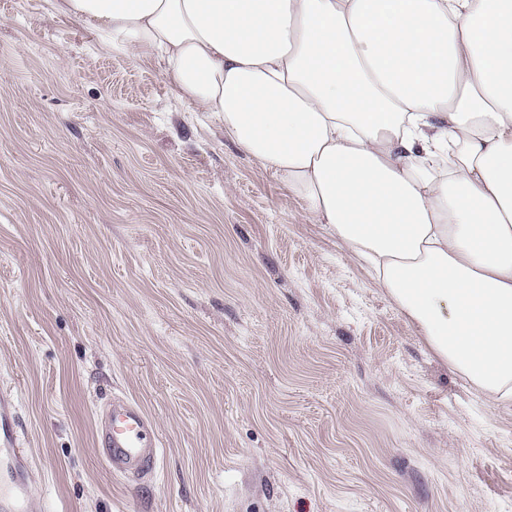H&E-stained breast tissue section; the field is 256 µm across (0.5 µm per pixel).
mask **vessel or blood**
<instances>
[{
  "label": "vessel or blood",
  "mask_w": 512,
  "mask_h": 512,
  "mask_svg": "<svg viewBox=\"0 0 512 512\" xmlns=\"http://www.w3.org/2000/svg\"><path fill=\"white\" fill-rule=\"evenodd\" d=\"M96 445L116 474L143 477L152 473L159 455L158 430L148 414L125 398L113 399L96 414ZM0 458L12 465L11 481L0 484V512H26L29 467L9 394H0Z\"/></svg>",
  "instance_id": "1"
}]
</instances>
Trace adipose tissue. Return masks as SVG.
<instances>
[{"label": "adipose tissue", "mask_w": 512, "mask_h": 512, "mask_svg": "<svg viewBox=\"0 0 512 512\" xmlns=\"http://www.w3.org/2000/svg\"><path fill=\"white\" fill-rule=\"evenodd\" d=\"M51 2L160 61L438 357L512 405V0Z\"/></svg>", "instance_id": "obj_1"}]
</instances>
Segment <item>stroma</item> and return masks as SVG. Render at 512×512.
Returning a JSON list of instances; mask_svg holds the SVG:
<instances>
[{
    "mask_svg": "<svg viewBox=\"0 0 512 512\" xmlns=\"http://www.w3.org/2000/svg\"><path fill=\"white\" fill-rule=\"evenodd\" d=\"M28 512H512L477 398L271 171L50 0H0V392ZM137 402L155 471L95 418ZM96 446L115 474L140 478L154 470L160 439L154 422L139 405L116 398L97 411Z\"/></svg>",
    "mask_w": 512,
    "mask_h": 512,
    "instance_id": "obj_1",
    "label": "stroma"
}]
</instances>
